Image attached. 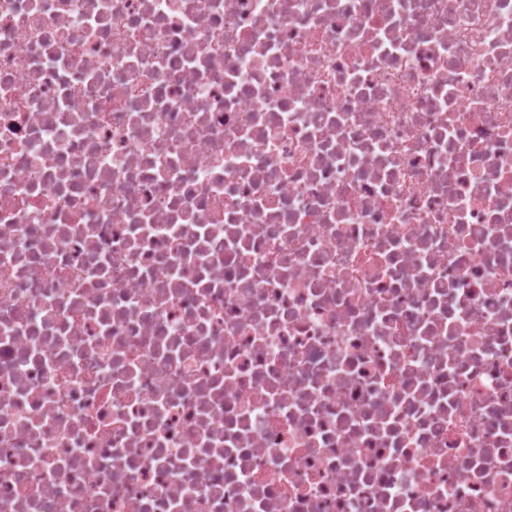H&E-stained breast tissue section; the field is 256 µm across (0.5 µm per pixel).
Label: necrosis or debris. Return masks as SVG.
<instances>
[{
	"label": "necrosis or debris",
	"instance_id": "obj_1",
	"mask_svg": "<svg viewBox=\"0 0 512 512\" xmlns=\"http://www.w3.org/2000/svg\"><path fill=\"white\" fill-rule=\"evenodd\" d=\"M0 512H512V0H0Z\"/></svg>",
	"mask_w": 512,
	"mask_h": 512
}]
</instances>
